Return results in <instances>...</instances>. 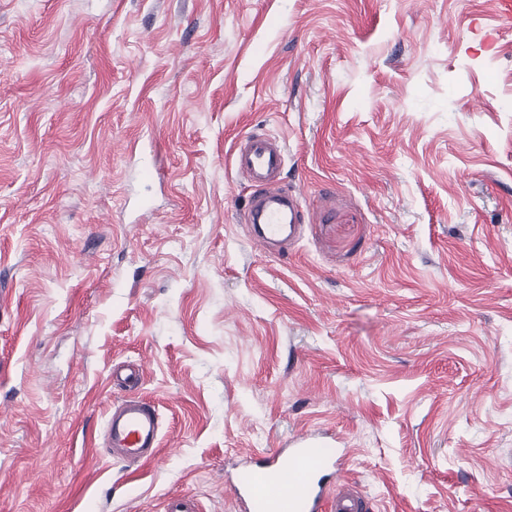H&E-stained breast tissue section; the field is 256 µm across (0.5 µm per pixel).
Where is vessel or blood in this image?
I'll use <instances>...</instances> for the list:
<instances>
[{
	"label": "vessel or blood",
	"instance_id": "1",
	"mask_svg": "<svg viewBox=\"0 0 512 512\" xmlns=\"http://www.w3.org/2000/svg\"><path fill=\"white\" fill-rule=\"evenodd\" d=\"M283 163L284 147L271 135L251 134L235 146L237 174L259 188L245 221L256 227L254 239L262 244L277 241L285 226L299 220L298 197L272 187ZM160 430L155 405L142 397L123 400L107 416V444L113 457L126 462L154 459ZM329 445L321 433L294 436L287 447L253 468L251 479L236 480L231 491L247 501L250 512H366L365 500L354 490L343 489L326 497L322 473L343 461L339 454L322 456V449Z\"/></svg>",
	"mask_w": 512,
	"mask_h": 512
}]
</instances>
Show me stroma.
Returning <instances> with one entry per match:
<instances>
[{"label": "stroma", "instance_id": "obj_1", "mask_svg": "<svg viewBox=\"0 0 512 512\" xmlns=\"http://www.w3.org/2000/svg\"><path fill=\"white\" fill-rule=\"evenodd\" d=\"M497 0H0V512H239L302 432L367 512H512ZM252 133L304 210L253 244ZM142 371L158 457L105 420Z\"/></svg>", "mask_w": 512, "mask_h": 512}]
</instances>
